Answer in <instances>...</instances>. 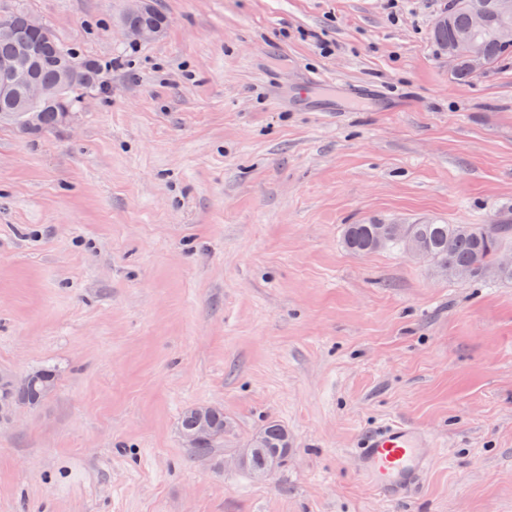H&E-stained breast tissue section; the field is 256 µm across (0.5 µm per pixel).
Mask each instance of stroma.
Here are the masks:
<instances>
[{
	"mask_svg": "<svg viewBox=\"0 0 512 512\" xmlns=\"http://www.w3.org/2000/svg\"><path fill=\"white\" fill-rule=\"evenodd\" d=\"M449 0H0L102 66L73 122L0 124V373L52 367L0 421V512H512V281L358 256L342 227L479 224L512 209V57L453 79ZM325 74L387 100L346 112ZM231 422L210 456L185 408ZM432 432L414 497L384 504L352 450L379 423ZM293 441L236 463L266 421ZM132 3L129 14L143 18L140 24L128 25L122 28L126 38L131 41H151L163 32L162 24L167 25V17L155 8L159 21L155 20V11L150 0H130ZM38 372L40 373L39 379L28 386L5 389L0 384V397L5 394L11 399L8 397L0 399V419L11 417L19 408L18 404L28 406L39 404L47 395L43 391L44 384H51L54 388L57 380L56 370L51 367H45L39 369ZM198 406L187 408L181 417V432L187 448H192L199 456L212 454L224 442V429H226L227 417H224V409L220 406L211 405L205 408L206 417L209 421V431L200 435L198 443V418L196 409ZM198 443V446H197ZM197 447V448H196Z\"/></svg>",
	"mask_w": 512,
	"mask_h": 512,
	"instance_id": "35a3bbf8",
	"label": "stroma"
}]
</instances>
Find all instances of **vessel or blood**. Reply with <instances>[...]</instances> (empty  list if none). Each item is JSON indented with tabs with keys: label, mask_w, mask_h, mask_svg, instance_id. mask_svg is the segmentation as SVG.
Returning <instances> with one entry per match:
<instances>
[{
	"label": "vessel or blood",
	"mask_w": 512,
	"mask_h": 512,
	"mask_svg": "<svg viewBox=\"0 0 512 512\" xmlns=\"http://www.w3.org/2000/svg\"><path fill=\"white\" fill-rule=\"evenodd\" d=\"M435 440L416 425L396 420L363 433L354 450L359 474L383 502L406 501L431 469Z\"/></svg>",
	"instance_id": "1"
}]
</instances>
